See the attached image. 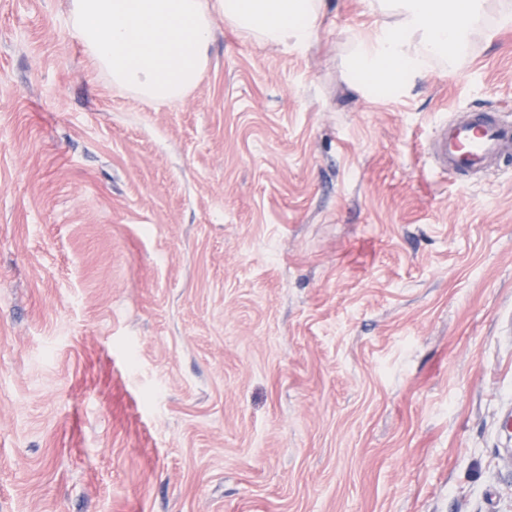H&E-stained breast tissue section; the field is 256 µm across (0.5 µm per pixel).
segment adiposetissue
Returning <instances> with one entry per match:
<instances>
[{"instance_id":"ef3b65f1","label":"adipose tissue","mask_w":512,"mask_h":512,"mask_svg":"<svg viewBox=\"0 0 512 512\" xmlns=\"http://www.w3.org/2000/svg\"><path fill=\"white\" fill-rule=\"evenodd\" d=\"M324 0H70L69 20L113 88L166 103L198 85L216 21L264 43L302 48ZM487 0H374L382 20L355 37V88L384 98L424 77L432 61L463 56Z\"/></svg>"}]
</instances>
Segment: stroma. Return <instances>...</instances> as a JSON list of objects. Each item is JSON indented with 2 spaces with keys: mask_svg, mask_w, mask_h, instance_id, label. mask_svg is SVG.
<instances>
[{
  "mask_svg": "<svg viewBox=\"0 0 512 512\" xmlns=\"http://www.w3.org/2000/svg\"><path fill=\"white\" fill-rule=\"evenodd\" d=\"M325 2L157 104L0 0V512H512V164L421 149L512 116V30L377 99ZM442 121L425 151L442 171L461 175H489L512 158V121L495 112L459 113Z\"/></svg>",
  "mask_w": 512,
  "mask_h": 512,
  "instance_id": "1",
  "label": "stroma"
}]
</instances>
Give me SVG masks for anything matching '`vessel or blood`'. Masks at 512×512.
Instances as JSON below:
<instances>
[{
	"mask_svg": "<svg viewBox=\"0 0 512 512\" xmlns=\"http://www.w3.org/2000/svg\"><path fill=\"white\" fill-rule=\"evenodd\" d=\"M442 171L479 176L493 173L512 158V121L494 112H462L442 121L425 146Z\"/></svg>",
	"mask_w": 512,
	"mask_h": 512,
	"instance_id": "1",
	"label": "vessel or blood"
}]
</instances>
